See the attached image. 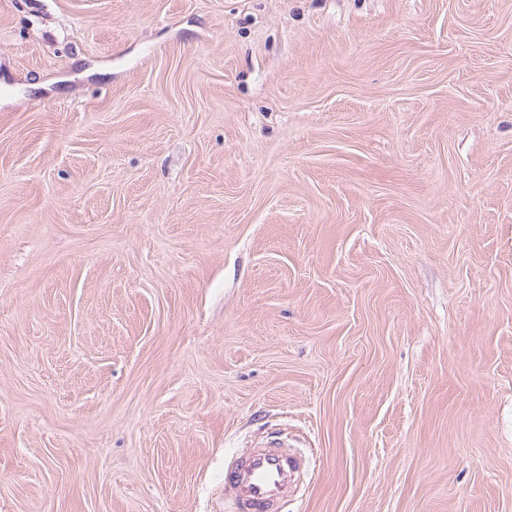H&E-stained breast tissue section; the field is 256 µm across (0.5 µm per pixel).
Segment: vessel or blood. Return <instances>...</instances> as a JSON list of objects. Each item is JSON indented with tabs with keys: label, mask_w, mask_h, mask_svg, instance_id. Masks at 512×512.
I'll list each match as a JSON object with an SVG mask.
<instances>
[{
	"label": "vessel or blood",
	"mask_w": 512,
	"mask_h": 512,
	"mask_svg": "<svg viewBox=\"0 0 512 512\" xmlns=\"http://www.w3.org/2000/svg\"><path fill=\"white\" fill-rule=\"evenodd\" d=\"M307 470L306 457L286 442L264 443L227 469L224 502L229 512H274L298 489Z\"/></svg>",
	"instance_id": "b4317fda"
}]
</instances>
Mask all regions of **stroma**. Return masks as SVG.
Returning <instances> with one entry per match:
<instances>
[{
    "label": "stroma",
    "mask_w": 512,
    "mask_h": 512,
    "mask_svg": "<svg viewBox=\"0 0 512 512\" xmlns=\"http://www.w3.org/2000/svg\"><path fill=\"white\" fill-rule=\"evenodd\" d=\"M512 512V0H0V512ZM308 471L306 457L286 442H266L224 473V503L230 512H276Z\"/></svg>",
    "instance_id": "stroma-1"
}]
</instances>
